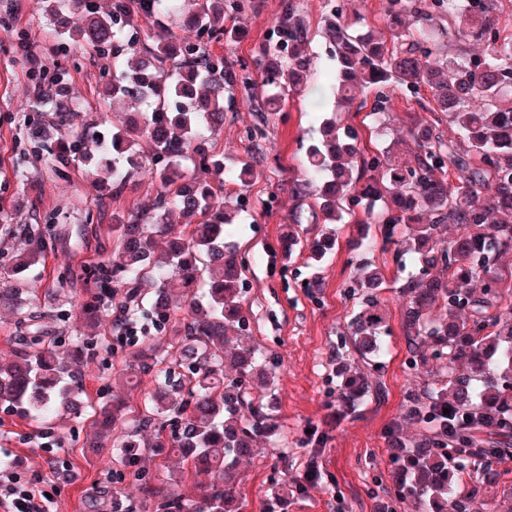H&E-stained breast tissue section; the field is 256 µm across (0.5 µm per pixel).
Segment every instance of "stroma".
I'll return each instance as SVG.
<instances>
[{"label":"stroma","mask_w":512,"mask_h":512,"mask_svg":"<svg viewBox=\"0 0 512 512\" xmlns=\"http://www.w3.org/2000/svg\"><path fill=\"white\" fill-rule=\"evenodd\" d=\"M310 25L309 51L315 61L306 85L291 94L284 112L267 128L265 138L249 141L248 129L259 123L254 98L264 91L261 72L255 64L260 45L275 37L283 0H259L260 7L236 16L231 25L237 32L223 53L233 63L245 64L250 90L235 89L225 100L224 125L206 139L208 148L231 169L249 154L266 155L264 174L244 191L247 202L235 241L245 261L250 328L262 349L280 362L274 384L266 393L278 429L262 439L263 451L243 461L240 469L245 512H377L370 474H377L385 487H394L393 469L384 441L389 423L402 413L403 396L411 381L404 360L406 344L400 328L402 299L391 294L383 334L388 344L384 358L385 400L369 402L356 413L336 406L338 380L334 366L337 336L346 334L354 301L347 287L354 275L350 245L358 232L341 225L339 247L320 268H312L307 255L295 260L283 257L278 239L286 225L296 224L305 237H315L319 226L309 207H298L288 187L302 177L300 160L312 144L313 126L319 113L331 111L336 63L327 55L321 33V16L327 3L340 5L350 25L359 31L379 27L384 0H294ZM67 36L46 12L44 0H0V209L14 217L15 228L0 225V276H6L14 253L35 248L45 256L37 271L38 291L59 290L60 309L66 318L57 323L56 334L65 340L83 333L78 309L69 308L72 287L68 274L102 260L98 243H111L109 224H85L87 209L101 199V188L89 175V164L80 160L66 175L47 172L39 160L41 145L30 139L29 122L32 88L38 78L53 74ZM77 68L68 78L69 95L81 105L83 123L111 122L114 114L97 96L105 60H95L77 51ZM426 112L414 97L395 92L389 112L373 115L368 109L351 111L352 122L362 131H374L378 147H390L403 138L411 117ZM53 223L84 229L87 249L76 252L51 242L48 237H29L17 225L29 222L32 214ZM320 271L318 291L304 288L312 271ZM138 339L113 341L110 351L87 357L82 368L83 395L98 403L109 400L113 375L129 358L138 341H151L160 355L171 351L168 331L157 330L146 316L135 321ZM325 432L327 439L318 455L324 479L309 482L303 496L289 500L280 509L270 494L272 483L284 477L304 479L311 446L309 430ZM72 464L71 480H56L40 447V434ZM93 429L88 408L64 414L50 424L19 417L0 405V448L19 459L28 479L37 488L57 484V512H89L103 503V512H128L139 497V479L148 477L156 485L168 480L167 449L152 447L154 434L142 431L141 450L135 464H110L111 448L100 454L87 453L85 441Z\"/></svg>","instance_id":"obj_1"}]
</instances>
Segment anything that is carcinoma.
<instances>
[{
	"label": "carcinoma",
	"mask_w": 512,
	"mask_h": 512,
	"mask_svg": "<svg viewBox=\"0 0 512 512\" xmlns=\"http://www.w3.org/2000/svg\"><path fill=\"white\" fill-rule=\"evenodd\" d=\"M254 7L252 0H112L105 10L99 0H52L63 33L112 60L100 98L126 105L132 117L110 137L75 124L63 66L33 90L37 119L29 131L40 140L51 128L59 133L58 148H45L48 169L63 170L91 141L96 180L117 198L137 171L120 158H138L137 146L146 140L156 188L136 214L112 213L111 256L77 275L87 297L74 305L94 321V332L75 337L67 349L50 329L59 314L42 310L30 289L0 284V307L15 310L28 329L14 358L0 363V404L34 421L71 409L82 393L77 375L84 357L108 340L99 329L113 302L120 296L132 304V317L139 300L149 298V312L170 329L174 350L167 361L140 347L118 376L135 386L151 375L156 389L131 427L121 394L93 411L100 433L114 437L116 462H133L138 432L151 429L152 446L177 452L174 481L212 474L191 498L141 483L143 501L154 503L155 512H244L240 464L274 432L253 380L261 371L273 382L277 365L265 360L248 328L242 262L227 242L244 206L243 188L258 178L264 157L251 155L226 173L223 159L201 148L205 132L224 125V94L248 86L244 66L214 51L233 40L224 16ZM502 13V0L477 6L448 0L442 16L434 0H385L384 32L355 35L342 11L326 10L322 30L336 59L334 90L342 107L372 92L371 111L385 112L387 92L397 88L428 92L430 112L410 121L401 154L374 151L354 125L334 115L323 119L319 143L306 151V178L293 181L291 190L300 201L313 199L312 210L328 228L304 242L290 224L279 239L288 260L306 249L318 264L336 245L331 225L356 207L364 213V256L355 263L358 311L336 347V406L350 412L385 398L379 362L385 270L413 268L400 288V327L407 364L423 381L407 389L402 417L386 436L399 500L409 512H471L481 485L504 476L492 464L512 448V272L500 264L512 252V31L501 25ZM176 27L193 37H179ZM439 35L476 44L480 52L450 56L434 43ZM309 43L305 18L284 4L277 39L259 48L256 62L269 89L259 108L263 123L284 110L285 92L307 78ZM445 120L455 130L448 139L440 129ZM202 173L218 179L204 181ZM175 212L197 221L178 231L168 220ZM443 224L453 225L452 237L440 236ZM159 236L167 239L161 252ZM41 259L29 250L16 254L14 265L29 269ZM172 276L186 288L179 300L166 289ZM352 353L362 360L354 372ZM406 423L417 433L409 434ZM450 448L479 449L481 470L467 476L465 465L448 463ZM304 493L296 479L272 488L284 505Z\"/></svg>",
	"instance_id": "obj_1"
}]
</instances>
